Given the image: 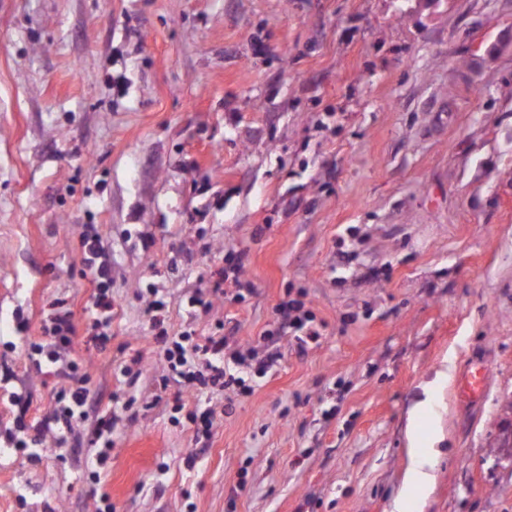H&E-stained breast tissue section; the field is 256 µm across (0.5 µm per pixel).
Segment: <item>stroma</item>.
<instances>
[{
	"label": "stroma",
	"mask_w": 512,
	"mask_h": 512,
	"mask_svg": "<svg viewBox=\"0 0 512 512\" xmlns=\"http://www.w3.org/2000/svg\"><path fill=\"white\" fill-rule=\"evenodd\" d=\"M86 224L112 256L103 345ZM242 248L235 301L217 272ZM290 287L318 342L281 334L245 396L160 388L152 297L169 335L244 351ZM60 302L94 409L23 457L10 393L44 418L63 381L17 347ZM435 433L421 512H512V0H0V512H391Z\"/></svg>",
	"instance_id": "obj_1"
}]
</instances>
